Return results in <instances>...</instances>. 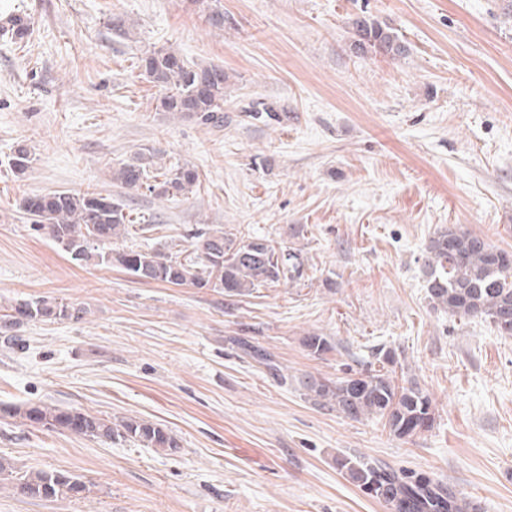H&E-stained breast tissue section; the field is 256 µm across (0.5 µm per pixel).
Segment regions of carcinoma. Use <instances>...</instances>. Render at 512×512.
I'll use <instances>...</instances> for the list:
<instances>
[{
	"label": "carcinoma",
	"instance_id": "obj_1",
	"mask_svg": "<svg viewBox=\"0 0 512 512\" xmlns=\"http://www.w3.org/2000/svg\"><path fill=\"white\" fill-rule=\"evenodd\" d=\"M207 11L209 24L224 29L220 0H190ZM31 19L15 15L0 25V35L17 43L27 39ZM350 50L361 56L395 59L405 54L399 35L364 17L352 22ZM138 69L147 81L160 87L155 98L159 112H169L212 128L224 126L225 88L229 76L218 65L190 62L173 50H158L138 58ZM250 117L278 123L288 120L266 104L254 106ZM33 161L25 145L15 148L9 165L15 176L26 175ZM151 161L139 154L112 173V180L131 190L146 189L157 197L186 193L199 182V173L187 165H173L150 173ZM20 208L31 217L30 227L44 234L74 261L117 265L135 280L161 282L195 288H214L227 297H247L260 287L285 278L302 276L301 253L284 250L273 240L254 236L246 240L222 229H205L194 235L197 256L183 260L165 251L112 250V242L129 233L131 220L124 206L109 195L95 192L52 191L26 197ZM427 297L436 309L460 319H479L495 327L502 336H512V255L489 245L475 234L455 226H442L434 233L423 254ZM87 314L52 297L20 300L0 314V335L7 342L19 340L21 327L34 321H79ZM242 353L278 375V365L265 349L243 338H234ZM301 344L313 357L336 349L327 336L309 334ZM380 368L365 373H348L336 380L306 376L299 380L304 396L321 409L334 411L350 420L366 417L385 420L394 436L411 438L430 430L434 423L432 400L413 381L396 380V355L380 350ZM10 414L48 431L75 433L102 442L124 441L169 454L178 452L179 442L158 425L127 416L105 419L77 409L31 404L14 407ZM338 469L358 487L390 505L393 512H482L481 503L470 500L455 487L411 475L403 470L377 466L350 457L336 459ZM80 477L62 471L19 472L0 457V484L8 482L15 491L26 490L31 498L72 496L73 483Z\"/></svg>",
	"mask_w": 512,
	"mask_h": 512
}]
</instances>
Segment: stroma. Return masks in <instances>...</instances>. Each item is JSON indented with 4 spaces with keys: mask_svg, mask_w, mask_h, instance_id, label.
I'll return each instance as SVG.
<instances>
[{
    "mask_svg": "<svg viewBox=\"0 0 512 512\" xmlns=\"http://www.w3.org/2000/svg\"><path fill=\"white\" fill-rule=\"evenodd\" d=\"M216 30L189 0H0L27 15L0 36V305L51 296L81 321L27 324L0 340V457L62 470L90 493L30 498L0 486V512H389L336 460H375L455 485L484 512H512V336L433 308L419 257L454 224L512 254V6L506 0H221ZM393 28L404 57L349 49L353 19ZM123 30H115V23ZM166 48L229 75L222 128L153 108L137 67ZM262 101L287 124L245 114ZM33 153L16 178L17 144ZM193 166L191 192L157 198L112 180L141 153ZM122 200L149 232L117 241L192 251L206 224L300 250L301 278L248 297L141 283L72 261L19 208L50 191ZM302 227L293 235L294 227ZM332 338L316 358L301 339ZM267 349L272 376L233 344ZM435 406L432 429L400 439L304 396L305 375L376 367ZM45 402L137 416L174 435L173 455L51 432L9 416ZM32 28L31 19L26 16L15 15L7 18L0 25L1 36H6L13 43L23 42L30 35Z\"/></svg>",
    "mask_w": 512,
    "mask_h": 512,
    "instance_id": "1",
    "label": "stroma"
}]
</instances>
